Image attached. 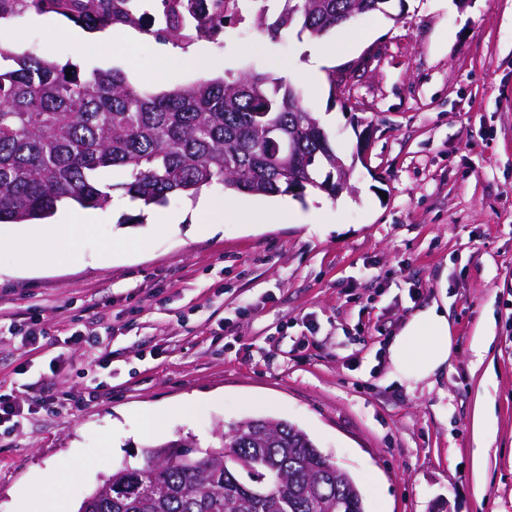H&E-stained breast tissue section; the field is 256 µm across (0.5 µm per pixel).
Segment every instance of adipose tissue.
Wrapping results in <instances>:
<instances>
[{
    "label": "adipose tissue",
    "instance_id": "adipose-tissue-1",
    "mask_svg": "<svg viewBox=\"0 0 512 512\" xmlns=\"http://www.w3.org/2000/svg\"><path fill=\"white\" fill-rule=\"evenodd\" d=\"M236 206L207 194H200L188 214H160L158 223L177 235L183 225L192 228H214L237 214ZM13 253L16 263L24 268H38L49 261L44 247V232L33 224L23 232L0 233V252ZM389 361L393 378L419 383L444 366L452 352V336L448 318L438 306L432 305L414 314L391 342Z\"/></svg>",
    "mask_w": 512,
    "mask_h": 512
}]
</instances>
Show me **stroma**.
Here are the masks:
<instances>
[{
  "mask_svg": "<svg viewBox=\"0 0 512 512\" xmlns=\"http://www.w3.org/2000/svg\"><path fill=\"white\" fill-rule=\"evenodd\" d=\"M10 26L19 51L118 69L137 87L161 70L169 87L187 85L210 63L316 86L305 106L354 170L349 190L311 189L285 210L276 196L212 186L260 221L196 237L158 225L109 267L97 262L102 244L153 209L95 210L76 264L56 236L55 264L23 270L0 255V394L28 409L0 432V512H18L23 494L59 512L49 482L77 512L145 446L192 435L204 447L245 416L305 430L354 477L365 512H512V0H390L323 35L334 56L315 73L296 34L273 41L235 19L178 66L148 33L116 30L82 49L76 25L52 13ZM312 208L321 223H300L296 211ZM434 303L453 351L410 387L391 378L388 347ZM14 321L35 322L43 338L24 344ZM75 328L97 345L69 343ZM481 402L493 419L479 462ZM161 406L165 428L142 436V409Z\"/></svg>",
  "mask_w": 512,
  "mask_h": 512,
  "instance_id": "stroma-1",
  "label": "stroma"
}]
</instances>
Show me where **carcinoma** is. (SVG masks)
Wrapping results in <instances>:
<instances>
[{"label": "carcinoma", "instance_id": "carcinoma-1", "mask_svg": "<svg viewBox=\"0 0 512 512\" xmlns=\"http://www.w3.org/2000/svg\"><path fill=\"white\" fill-rule=\"evenodd\" d=\"M256 30L321 37L383 0H250ZM54 13L89 29H140L138 3L11 0L10 13ZM0 223L52 217L61 203L104 209L120 190L144 206L197 197L219 184L255 195L303 198L336 151L303 93L270 73L227 74L155 93L119 70L59 66L0 48ZM71 76H66V73ZM295 150L288 154V137ZM302 183L288 191V166ZM123 170L125 180L107 183ZM320 182L327 183L328 179ZM78 512H364L346 470L297 425L245 417L216 429L205 449L181 438L142 450L103 476Z\"/></svg>", "mask_w": 512, "mask_h": 512}]
</instances>
